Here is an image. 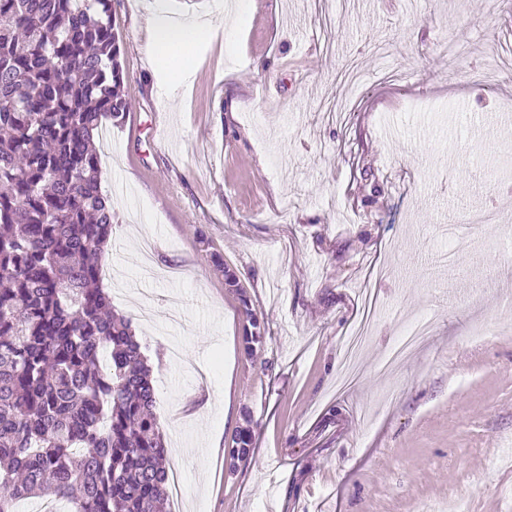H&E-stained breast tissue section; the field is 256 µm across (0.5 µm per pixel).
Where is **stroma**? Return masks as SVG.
<instances>
[{
    "label": "stroma",
    "mask_w": 512,
    "mask_h": 512,
    "mask_svg": "<svg viewBox=\"0 0 512 512\" xmlns=\"http://www.w3.org/2000/svg\"><path fill=\"white\" fill-rule=\"evenodd\" d=\"M162 7L224 23L180 82L147 0H114L130 110L100 147L103 285L152 367L181 512H512V0ZM245 309L248 325L244 330L242 345L243 353L250 357L254 355L256 351V345L261 343V339L265 333V328L261 322L249 311L248 308ZM429 331V321L426 319H420L409 325L393 350L394 360L399 358L403 352L415 346L423 336H428Z\"/></svg>",
    "instance_id": "35a3bbf8"
}]
</instances>
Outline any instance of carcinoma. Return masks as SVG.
<instances>
[{
    "label": "carcinoma",
    "instance_id": "obj_1",
    "mask_svg": "<svg viewBox=\"0 0 512 512\" xmlns=\"http://www.w3.org/2000/svg\"><path fill=\"white\" fill-rule=\"evenodd\" d=\"M112 0H0V512H163L152 370L112 310L93 132L128 102ZM243 353L265 328L246 312ZM247 428L231 462L248 457Z\"/></svg>",
    "mask_w": 512,
    "mask_h": 512
}]
</instances>
